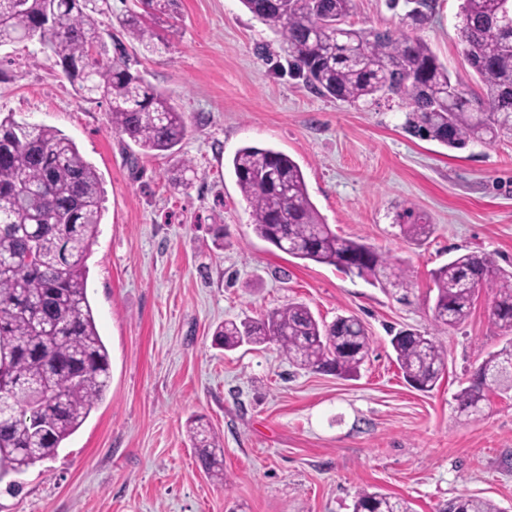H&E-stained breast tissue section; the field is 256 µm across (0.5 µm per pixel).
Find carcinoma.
Returning <instances> with one entry per match:
<instances>
[{
	"label": "carcinoma",
	"instance_id": "obj_1",
	"mask_svg": "<svg viewBox=\"0 0 512 512\" xmlns=\"http://www.w3.org/2000/svg\"><path fill=\"white\" fill-rule=\"evenodd\" d=\"M280 38L293 73L314 92L347 103L396 96L408 108L405 129L451 149L492 145L512 135V26L504 0H461L457 37L484 85L480 95L452 79L429 44L403 31L347 24L354 0H240ZM412 24L427 18L432 0H415ZM110 0H0V46L37 40L56 57L77 94L108 104L112 130L144 153L179 152L183 113L128 65L124 43L109 52L98 16ZM133 43L155 48L143 16L117 18ZM236 185L251 208L256 236L300 260L328 264L372 284L410 285L407 269L363 240L336 235L308 194L300 166L273 148L245 146L231 160ZM104 191L96 167L76 143L47 125L0 118V471L23 474L55 458L87 421L110 382V354L87 295V260L97 238ZM405 238L422 241L433 225L410 209L399 215ZM437 290L434 325L463 323L476 291L494 292L490 320L512 333V271L485 254L467 252L432 272ZM225 349L275 343L294 365L338 376L359 371L370 337L354 315L330 323L304 304L289 303L261 319L227 320L213 332ZM404 378L432 390L446 364L435 336L398 331L390 340ZM512 363V339L488 355L457 395L458 411L480 416L488 392H508L501 375ZM188 437L202 470L224 483V448L201 420L188 421ZM354 512H412L408 502L365 488ZM442 512H500L490 500L462 494Z\"/></svg>",
	"mask_w": 512,
	"mask_h": 512
}]
</instances>
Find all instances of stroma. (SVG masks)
Here are the masks:
<instances>
[{
	"mask_svg": "<svg viewBox=\"0 0 512 512\" xmlns=\"http://www.w3.org/2000/svg\"><path fill=\"white\" fill-rule=\"evenodd\" d=\"M460 4L433 0L412 30L471 83ZM407 10L405 0H355L349 21L410 28ZM147 21L155 49L127 50L132 70L185 114L171 156L115 134L107 103L77 95L36 43L0 47V116L59 129L102 178L87 289L111 359L103 401L55 459L22 475L20 495L0 483V512H353L361 488L405 499L413 512H440L463 493L512 512V392L489 394L477 421L456 402L507 342L489 318L492 292L480 289L468 319L437 332L447 360L431 392L405 381L390 345L399 330H434L431 272L452 256L478 251L512 269V137L451 149L406 132L397 101L310 91L240 0H175ZM245 145L297 162L325 223L404 263L409 290L258 238L229 165ZM185 160L195 177L183 190L172 180ZM407 208L433 226L422 244L399 231ZM291 301L328 322L362 320L371 352L356 377L297 368L273 344H215L224 320ZM191 418L223 441V483L197 462Z\"/></svg>",
	"mask_w": 512,
	"mask_h": 512,
	"instance_id": "1",
	"label": "stroma"
}]
</instances>
